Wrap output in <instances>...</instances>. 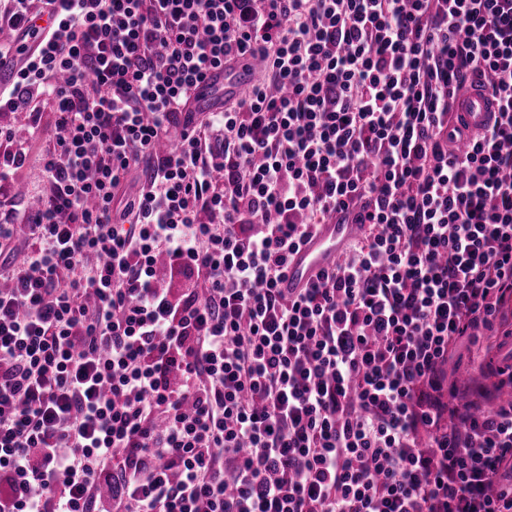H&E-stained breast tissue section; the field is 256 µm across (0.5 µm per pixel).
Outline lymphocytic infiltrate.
<instances>
[{"label":"lymphocytic infiltrate","mask_w":512,"mask_h":512,"mask_svg":"<svg viewBox=\"0 0 512 512\" xmlns=\"http://www.w3.org/2000/svg\"><path fill=\"white\" fill-rule=\"evenodd\" d=\"M4 27L0 59L37 44L1 195L48 146L0 211V512H512V0H0ZM334 218L362 235L286 296ZM253 70V64L249 59L242 60L231 68L212 70L193 92V107L199 112H206L213 106L217 96L223 93V99L217 98L220 108L213 112L222 111L224 100L227 99L226 103L236 100L234 98L245 86L247 75ZM458 112L463 116L470 129L482 126L493 112L490 99L484 93L472 91L459 100ZM42 150V145L38 142L32 144L31 158L29 165L20 171L17 175L16 191H20L22 195L13 200L14 204L20 205L26 200V196H35L36 192L43 187L42 182L36 178V169L38 163L36 161L38 153Z\"/></svg>","instance_id":"lymphocytic-infiltrate-1"}]
</instances>
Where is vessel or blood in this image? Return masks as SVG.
Segmentation results:
<instances>
[{
  "instance_id": "obj_1",
  "label": "vessel or blood",
  "mask_w": 512,
  "mask_h": 512,
  "mask_svg": "<svg viewBox=\"0 0 512 512\" xmlns=\"http://www.w3.org/2000/svg\"><path fill=\"white\" fill-rule=\"evenodd\" d=\"M252 69L251 61L245 59L233 67L212 70L193 93L195 109L200 112L208 111L220 95L228 99L236 97ZM492 110L490 99L478 91L464 96L458 105L459 113L472 128L482 126ZM358 230V225L334 221L319 225L290 256L280 283L283 292L293 295L308 287L320 271L335 263Z\"/></svg>"
}]
</instances>
